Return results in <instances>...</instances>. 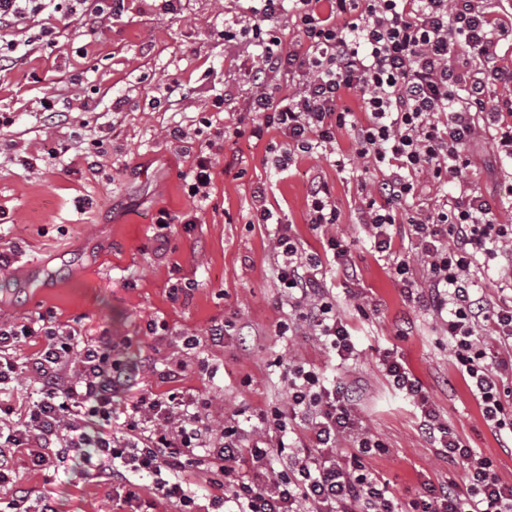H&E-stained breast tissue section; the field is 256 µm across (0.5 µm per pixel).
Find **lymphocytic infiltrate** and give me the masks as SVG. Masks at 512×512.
Instances as JSON below:
<instances>
[{"instance_id": "obj_1", "label": "lymphocytic infiltrate", "mask_w": 512, "mask_h": 512, "mask_svg": "<svg viewBox=\"0 0 512 512\" xmlns=\"http://www.w3.org/2000/svg\"><path fill=\"white\" fill-rule=\"evenodd\" d=\"M84 0H0V26L25 30L35 15H75ZM251 41L259 47L252 75L249 124L233 137L272 145L277 168L293 155L335 144L348 130L355 154L381 172L360 209L377 252L391 256L392 274L407 298L431 310L448 332L458 369L468 379L486 423L512 437V409L503 400L512 378L511 275H493L498 259L512 263V222L465 185L479 128L495 129L503 161L512 162V70L497 53L508 29L484 0H293L288 23L300 49L288 48L272 19L282 0H259ZM296 89L286 94L283 82ZM509 98L496 101L497 89ZM360 101L353 109L352 101ZM367 114L358 120L357 111ZM459 183L460 192L432 210H412L417 177ZM254 219L275 224L264 190ZM405 224L423 260L394 254L393 228ZM274 274L290 314L278 333L316 337L340 361L358 349L326 288L319 254L306 253L287 225L275 224ZM110 336H86L46 317L0 321V384L25 377L37 396L24 411L0 399V485L13 479V459L36 466L64 463L84 449L109 459L100 476L126 503L142 480L198 512L201 490L214 512H397L389 481L364 459L385 452L354 412L360 389L328 384L314 367L286 364L288 404L259 415L255 439L236 419L214 424L210 405L170 389L140 390L123 408L113 400L127 377L113 358ZM383 372L419 411L421 428L439 455L459 461L462 482L426 487L409 512H512V484L494 464L443 422L407 364L385 353ZM250 460L253 474L241 472Z\"/></svg>"}]
</instances>
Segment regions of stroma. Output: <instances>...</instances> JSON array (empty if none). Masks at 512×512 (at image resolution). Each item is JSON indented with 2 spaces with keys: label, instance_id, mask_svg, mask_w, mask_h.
<instances>
[{
  "label": "stroma",
  "instance_id": "stroma-1",
  "mask_svg": "<svg viewBox=\"0 0 512 512\" xmlns=\"http://www.w3.org/2000/svg\"><path fill=\"white\" fill-rule=\"evenodd\" d=\"M249 0H128L127 11L103 24L85 17L71 23L38 17L54 29L55 47L33 50L0 69V112L13 126L0 130V250L11 256L0 269V318L53 316L57 323L108 333L123 347L126 365L157 359L159 368L178 367L176 376L140 374L155 389L177 388L211 402L214 417L243 412L257 418L285 404L288 382L276 359L312 365L332 381H360L365 394L356 407L363 427L387 450L366 457L373 472L389 480L399 505H407L425 484L461 480V463L438 455L420 428V415L386 381L384 352L397 351L420 379L441 418L471 447L491 458L503 482L512 483V451L485 423L448 346V334L431 311L410 302L395 281L387 258L376 252L359 222L362 182L379 179L349 150L341 131L334 147L300 154L288 170L271 171L268 147L282 134L227 140L226 126L246 116L255 58L246 39L223 43L224 24L250 26ZM84 83L72 85V74ZM181 98L159 106L169 84ZM232 90L223 111L216 95ZM65 103L78 98L87 110L71 112L62 125L42 112L43 97ZM123 97V111L112 100ZM182 126L183 140L169 137ZM215 144L218 161L207 200L190 196L189 172L200 147ZM236 155L225 171L224 156ZM494 132L478 131L472 188L495 206L500 220L512 219V184L499 170ZM29 168H22L21 159ZM321 181L339 211L338 223L312 229L308 187ZM266 190L277 212L305 251H322L329 237L347 245L357 275L327 273L336 309L349 324L356 360L339 359L312 336H281L274 276L273 232L251 223L253 192ZM168 210L175 221L159 250L156 217ZM197 222L184 226V215ZM190 278L195 288L171 299L170 287ZM166 322L163 341L145 333L147 321ZM230 321L221 341L209 338L214 323ZM201 339L187 349L183 338ZM106 458L59 467H36L27 458L15 466L14 486L32 498L52 497L58 512H129L100 479Z\"/></svg>",
  "mask_w": 512,
  "mask_h": 512
}]
</instances>
